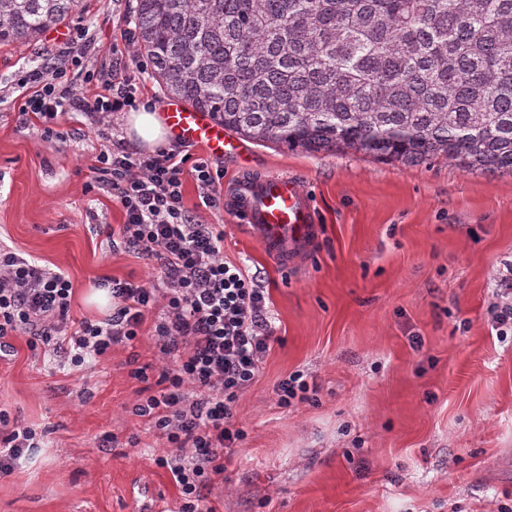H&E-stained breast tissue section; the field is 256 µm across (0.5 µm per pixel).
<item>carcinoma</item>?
Here are the masks:
<instances>
[{"instance_id":"cac0c4a2","label":"carcinoma","mask_w":512,"mask_h":512,"mask_svg":"<svg viewBox=\"0 0 512 512\" xmlns=\"http://www.w3.org/2000/svg\"><path fill=\"white\" fill-rule=\"evenodd\" d=\"M80 0H0L26 45ZM167 95L290 150L512 174V0H136Z\"/></svg>"}]
</instances>
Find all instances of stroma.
<instances>
[{"label":"stroma","mask_w":512,"mask_h":512,"mask_svg":"<svg viewBox=\"0 0 512 512\" xmlns=\"http://www.w3.org/2000/svg\"><path fill=\"white\" fill-rule=\"evenodd\" d=\"M133 0H82L60 30L0 45V247L73 288L69 316L98 322L85 292L105 278L160 283L156 260L113 242L119 203L91 188L100 149L86 114L60 116L57 137L19 112L26 69L61 56L88 31L90 64L125 74L161 107L127 36ZM287 173L314 199L320 229L285 267L205 208L185 179V208L224 227V258L259 275L276 340L234 415L246 437L209 487L221 512H512V335L491 309L512 279V174L468 173L444 160L414 166L360 151L250 145L226 157ZM0 356V410L41 446L0 480V512H176L179 491L160 462L167 442L133 413L169 366L144 335L77 366L72 351L13 338ZM317 385L284 407L275 386L294 371Z\"/></svg>","instance_id":"1"}]
</instances>
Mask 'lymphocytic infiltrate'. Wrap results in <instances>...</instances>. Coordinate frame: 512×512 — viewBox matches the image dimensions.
Returning a JSON list of instances; mask_svg holds the SVG:
<instances>
[{"instance_id": "obj_1", "label": "lymphocytic infiltrate", "mask_w": 512, "mask_h": 512, "mask_svg": "<svg viewBox=\"0 0 512 512\" xmlns=\"http://www.w3.org/2000/svg\"><path fill=\"white\" fill-rule=\"evenodd\" d=\"M83 81L97 87L94 99L77 93L66 69L26 71L22 115L52 137L65 110L108 119L136 105V87L114 71L88 69ZM93 172L94 187L125 212L119 238L158 261L161 285L103 280L112 296L111 314L97 323H72L68 276L0 249V353L9 352L11 337L21 333L33 349L64 334L75 350L74 362L81 364L86 356L97 358L112 345L135 340L146 315L160 309L152 333L175 364L162 371L159 393L140 400L134 412L178 453L170 465L180 492L178 512H219L201 490L223 473L225 451L243 437L232 423L235 406L274 341L266 289L246 268L225 261L222 229L197 223L184 208L188 175L206 207H223L224 170L206 158L190 159L175 144L148 156L120 148L100 151ZM38 446L33 429L11 425L0 410V479L11 476L25 453Z\"/></svg>"}]
</instances>
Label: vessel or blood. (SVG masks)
<instances>
[{
  "instance_id": "1",
  "label": "vessel or blood",
  "mask_w": 512,
  "mask_h": 512,
  "mask_svg": "<svg viewBox=\"0 0 512 512\" xmlns=\"http://www.w3.org/2000/svg\"><path fill=\"white\" fill-rule=\"evenodd\" d=\"M163 118L180 140L203 146L211 157L238 156L248 150L211 113L191 108L180 99L167 101ZM225 209L267 254L285 265L307 254L319 222L312 197L288 175L257 178L240 170L229 186Z\"/></svg>"
}]
</instances>
